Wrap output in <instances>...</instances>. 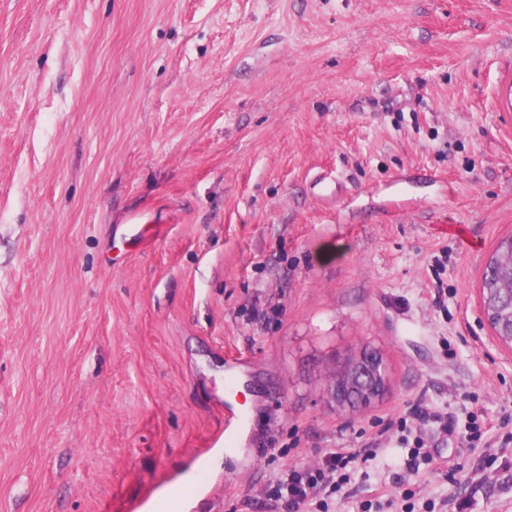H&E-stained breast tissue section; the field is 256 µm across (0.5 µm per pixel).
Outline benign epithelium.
<instances>
[{"label":"benign epithelium","mask_w":512,"mask_h":512,"mask_svg":"<svg viewBox=\"0 0 512 512\" xmlns=\"http://www.w3.org/2000/svg\"><path fill=\"white\" fill-rule=\"evenodd\" d=\"M368 386L377 387L375 398L387 389L388 375L384 361L371 349L348 353L337 361L327 376L324 394L336 408L348 412L362 409L361 394Z\"/></svg>","instance_id":"benign-epithelium-1"}]
</instances>
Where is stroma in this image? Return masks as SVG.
Segmentation results:
<instances>
[{
  "instance_id": "obj_1",
  "label": "stroma",
  "mask_w": 512,
  "mask_h": 512,
  "mask_svg": "<svg viewBox=\"0 0 512 512\" xmlns=\"http://www.w3.org/2000/svg\"><path fill=\"white\" fill-rule=\"evenodd\" d=\"M512 0H0V512H271L266 482L420 404L333 512H512ZM387 395L337 411L336 356ZM236 373L232 395L227 373ZM250 423L224 453V400ZM455 482H448V471ZM509 243L512 250V234L498 242L485 266L480 284V295L482 308L490 316L491 325L482 311L483 318L492 326L499 342L512 348V300L509 293L501 289L504 282H512V264H502V261L497 258V254L505 251ZM375 385L378 388L374 397L379 399L388 386L384 361L376 351L361 349L339 358L337 367L327 376L324 394L337 409L355 412L362 409L364 388ZM417 419L419 421L427 419V421H432L433 423L439 424V429L443 433H448V415L443 416L439 413L433 412L430 414L427 411H422L418 407L414 409H410L408 412L399 416L397 420L393 423H389V427L396 425L397 429L401 432H409L415 431V435L413 438V446L409 448L408 457H407V469L410 472L418 471L421 461L430 460V455L425 448H427V442L423 436L421 427H413V420Z\"/></svg>"
}]
</instances>
